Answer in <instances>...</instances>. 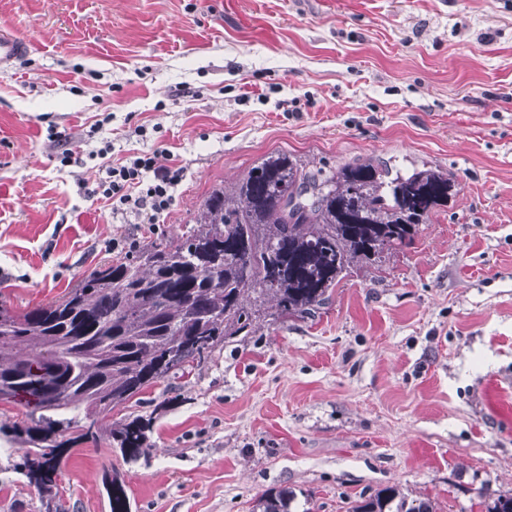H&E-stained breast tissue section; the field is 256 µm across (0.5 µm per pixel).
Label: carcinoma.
<instances>
[{
    "mask_svg": "<svg viewBox=\"0 0 512 512\" xmlns=\"http://www.w3.org/2000/svg\"><path fill=\"white\" fill-rule=\"evenodd\" d=\"M454 188L438 167L356 159L327 170L270 153L232 189L213 188L180 237L101 263L46 304H0V387L26 408L0 422V440L15 454L6 469L35 490L29 510L59 512L67 449L97 441L99 415L201 366L269 316L316 312L353 266L410 246L413 226L448 205ZM151 423L136 416L112 427L124 459L147 456ZM103 483L110 512H131L120 475ZM295 499L269 489L252 512H292ZM350 512L436 510L389 486Z\"/></svg>",
    "mask_w": 512,
    "mask_h": 512,
    "instance_id": "1",
    "label": "carcinoma"
}]
</instances>
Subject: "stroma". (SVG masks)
I'll return each instance as SVG.
<instances>
[{"instance_id": "stroma-1", "label": "stroma", "mask_w": 512, "mask_h": 512, "mask_svg": "<svg viewBox=\"0 0 512 512\" xmlns=\"http://www.w3.org/2000/svg\"><path fill=\"white\" fill-rule=\"evenodd\" d=\"M1 25L33 44L0 73V302L15 309L181 235L275 151L456 177L413 245L358 265L316 316L146 389L126 411L152 420L145 460L105 437L72 449L63 512H109L110 469L132 512H252L273 487L306 512L391 485L437 512L512 493V0H0ZM104 137L115 157L183 167L159 223L94 195Z\"/></svg>"}]
</instances>
